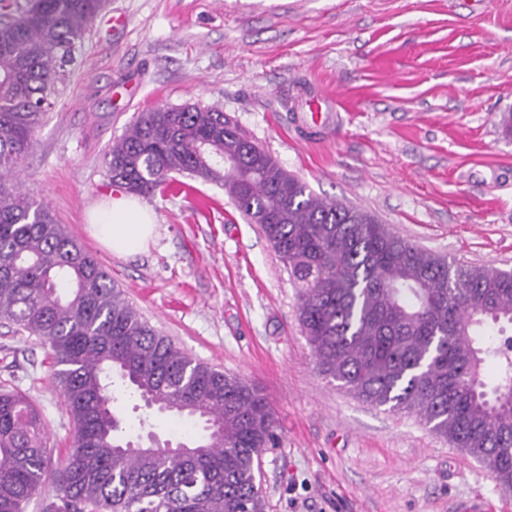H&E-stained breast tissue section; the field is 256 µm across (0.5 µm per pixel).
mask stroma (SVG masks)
I'll return each mask as SVG.
<instances>
[{"label": "stroma", "mask_w": 512, "mask_h": 512, "mask_svg": "<svg viewBox=\"0 0 512 512\" xmlns=\"http://www.w3.org/2000/svg\"><path fill=\"white\" fill-rule=\"evenodd\" d=\"M52 102L12 183L160 334L267 397L279 442L261 457L265 512H512V492L486 467L319 372L287 269L220 186L176 175L145 197L156 236L133 257L85 229L87 212L121 189L103 157L134 113L199 103L317 195L435 253L511 270L512 0H109ZM314 111L326 122L310 135ZM50 353L0 326V387L37 404L56 455L73 423ZM118 415L162 442L196 429L129 402Z\"/></svg>", "instance_id": "35a3bbf8"}]
</instances>
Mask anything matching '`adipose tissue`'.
<instances>
[{
  "instance_id": "adipose-tissue-1",
  "label": "adipose tissue",
  "mask_w": 512,
  "mask_h": 512,
  "mask_svg": "<svg viewBox=\"0 0 512 512\" xmlns=\"http://www.w3.org/2000/svg\"><path fill=\"white\" fill-rule=\"evenodd\" d=\"M157 225L155 213L126 192L109 195L89 214L91 235L107 251L134 255L146 247Z\"/></svg>"
}]
</instances>
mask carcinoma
Masks as SVG:
<instances>
[{"instance_id":"carcinoma-1","label":"carcinoma","mask_w":512,"mask_h":512,"mask_svg":"<svg viewBox=\"0 0 512 512\" xmlns=\"http://www.w3.org/2000/svg\"><path fill=\"white\" fill-rule=\"evenodd\" d=\"M107 0H0V321L49 343L75 427L50 469L49 432L26 395L0 389V512H25L52 478L48 512H265L260 462L278 443L268 400L195 360L142 319L100 261L4 177L30 153L71 49ZM239 158L224 167V155ZM112 181L152 195L171 174L224 188L260 225L299 295L321 372L373 406L412 415L512 492V273L432 253L375 216L316 196L223 111L137 113L104 156ZM493 360L492 387L482 366ZM193 419L175 449L133 445L114 392Z\"/></svg>"}]
</instances>
